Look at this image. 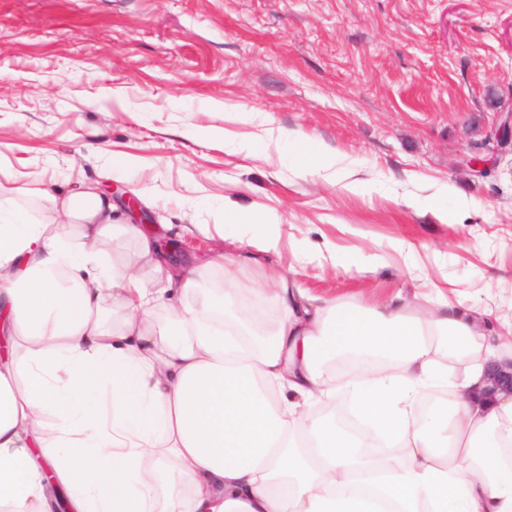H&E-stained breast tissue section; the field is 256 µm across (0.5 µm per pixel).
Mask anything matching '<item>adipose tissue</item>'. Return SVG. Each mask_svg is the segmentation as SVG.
<instances>
[{"label":"adipose tissue","mask_w":512,"mask_h":512,"mask_svg":"<svg viewBox=\"0 0 512 512\" xmlns=\"http://www.w3.org/2000/svg\"><path fill=\"white\" fill-rule=\"evenodd\" d=\"M45 198L39 222L0 202V512H54L58 490L65 512H512V397L480 395L501 354L473 307L426 294L365 308L280 275L265 291L272 338L243 344L233 287L210 316L184 306L158 326L197 267L162 261L152 229L113 223L96 188ZM223 222L279 245L269 213L228 201ZM124 238L137 249L113 264ZM349 354L385 360L356 388L357 432L317 413ZM455 361L469 365L458 382ZM435 380L450 399L419 414ZM380 440L400 457L372 454Z\"/></svg>","instance_id":"1"}]
</instances>
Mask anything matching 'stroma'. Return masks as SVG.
I'll list each match as a JSON object with an SVG mask.
<instances>
[{
    "instance_id": "stroma-1",
    "label": "stroma",
    "mask_w": 512,
    "mask_h": 512,
    "mask_svg": "<svg viewBox=\"0 0 512 512\" xmlns=\"http://www.w3.org/2000/svg\"><path fill=\"white\" fill-rule=\"evenodd\" d=\"M512 103V0H0V200L30 220L38 191L114 184L191 246L204 311L224 267L202 227L224 204L272 211L282 243L244 232L235 280L289 272L314 295L371 306L427 283L512 317V152L463 165ZM335 149L369 184L301 174L286 145L238 142L259 125ZM469 202L462 223L433 208ZM336 263L294 265L292 240ZM411 244L398 252L394 242Z\"/></svg>"
}]
</instances>
